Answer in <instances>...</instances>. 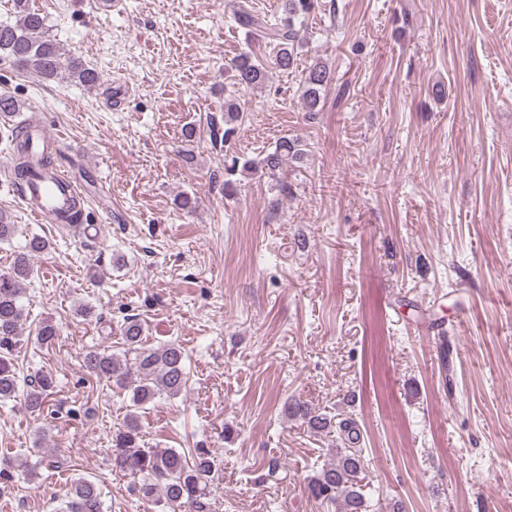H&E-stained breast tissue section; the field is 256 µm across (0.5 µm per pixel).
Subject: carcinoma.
<instances>
[{
    "instance_id": "cac0c4a2",
    "label": "carcinoma",
    "mask_w": 512,
    "mask_h": 512,
    "mask_svg": "<svg viewBox=\"0 0 512 512\" xmlns=\"http://www.w3.org/2000/svg\"><path fill=\"white\" fill-rule=\"evenodd\" d=\"M314 8L313 0H281L283 18L270 24L263 18L245 10L233 9V15L248 28L249 35L272 48L269 64L253 61L246 53L232 64L234 84L239 88H258L266 84L270 69L289 73L297 68L302 49L299 25ZM16 20L0 23V55L8 57L21 69L33 67L48 80H76L94 86L98 74L77 60L64 56L59 46L46 35V22L41 14L30 7V0H13ZM335 82L334 73L321 62H313L305 71L302 99L307 112L321 111L324 94ZM242 119V105L234 97L224 99V143H230L238 133ZM306 155L300 140L280 138L272 151L262 158L245 159L231 156L224 166V194L233 192L235 176H257L271 182L280 193L288 190L285 181L288 167ZM54 171L55 158L46 149L35 157L29 151V133L13 137L9 159L11 179L17 190L27 189L34 166ZM48 242L41 237L28 239L14 254L9 270L0 271V401L22 398L25 407L41 409L54 389V381L47 373H36L19 379L15 366V352L22 345L23 320L22 283L35 273L32 258L46 252ZM58 336L57 327L44 321L31 336L41 346H50ZM126 346L124 358L119 359L104 351L91 350L84 356L88 371L107 378L123 391L130 393L131 408L125 425L112 436L113 462L119 469L134 477H142L139 493L145 499L161 491L168 512H182L190 507L193 512H209L206 486L212 472V461L205 448L186 454L176 449L148 448L141 439L138 410L166 396L179 395L186 388L188 377L184 353L180 346L168 344L161 348H146L142 342V328L136 319L125 325L122 334ZM288 416L300 421L313 433L333 428V421L303 401L292 400L287 405ZM365 456L360 448L336 449V461L326 465L307 484L311 497L338 505L339 512H370V503L363 491ZM65 512H102L101 492L97 484L86 478L73 480Z\"/></svg>"
}]
</instances>
